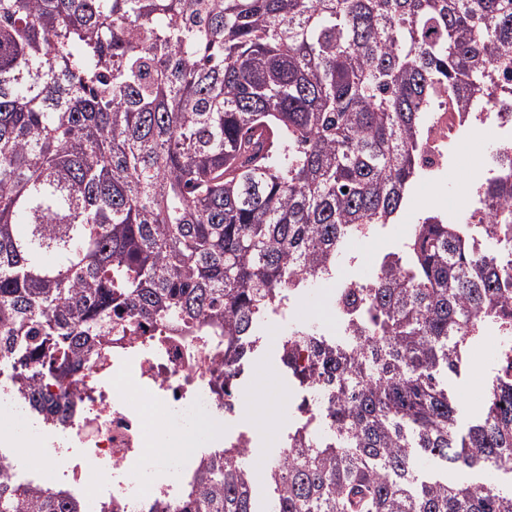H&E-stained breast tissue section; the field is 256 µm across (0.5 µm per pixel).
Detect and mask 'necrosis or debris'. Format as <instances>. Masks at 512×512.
Wrapping results in <instances>:
<instances>
[{
	"label": "necrosis or debris",
	"instance_id": "obj_1",
	"mask_svg": "<svg viewBox=\"0 0 512 512\" xmlns=\"http://www.w3.org/2000/svg\"><path fill=\"white\" fill-rule=\"evenodd\" d=\"M477 127L460 112L432 113L424 145L428 165L442 167L450 147ZM199 338L181 328L149 326L113 340L103 363L85 365L44 393L66 395L72 407L66 437L42 447L47 465L22 479L26 449L0 454V480L19 488L59 490L96 512H144L146 503L177 507L198 454L180 448L193 426L227 419L224 355L198 354Z\"/></svg>",
	"mask_w": 512,
	"mask_h": 512
}]
</instances>
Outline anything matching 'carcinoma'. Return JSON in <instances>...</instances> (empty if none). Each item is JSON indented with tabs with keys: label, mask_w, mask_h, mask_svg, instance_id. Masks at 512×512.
Here are the masks:
<instances>
[{
	"label": "carcinoma",
	"mask_w": 512,
	"mask_h": 512,
	"mask_svg": "<svg viewBox=\"0 0 512 512\" xmlns=\"http://www.w3.org/2000/svg\"><path fill=\"white\" fill-rule=\"evenodd\" d=\"M510 74L512 0H0V370L62 422L41 382L112 330L206 327L241 370L332 277L335 334L279 347L326 435L288 432L262 502L243 451L204 455L179 512H512V372L475 412L453 385L487 329L512 341V147L476 184L488 221L425 216L336 278L431 174L428 113L511 106ZM0 512L79 510L0 482Z\"/></svg>",
	"instance_id": "1"
}]
</instances>
